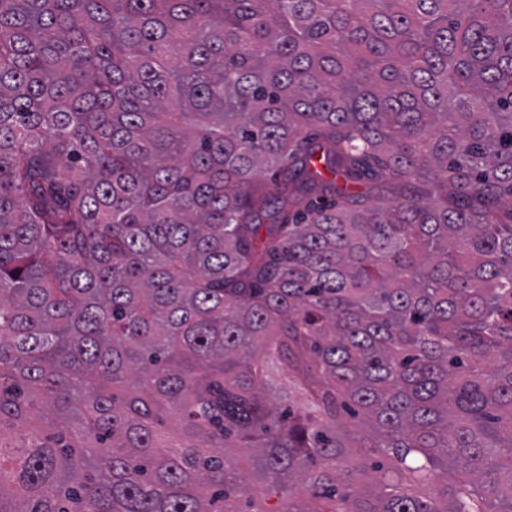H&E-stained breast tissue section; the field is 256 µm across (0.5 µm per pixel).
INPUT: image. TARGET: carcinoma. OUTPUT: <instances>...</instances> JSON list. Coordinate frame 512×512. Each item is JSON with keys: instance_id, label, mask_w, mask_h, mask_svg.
Masks as SVG:
<instances>
[{"instance_id": "1", "label": "carcinoma", "mask_w": 512, "mask_h": 512, "mask_svg": "<svg viewBox=\"0 0 512 512\" xmlns=\"http://www.w3.org/2000/svg\"><path fill=\"white\" fill-rule=\"evenodd\" d=\"M0 512H512V0H0Z\"/></svg>"}]
</instances>
